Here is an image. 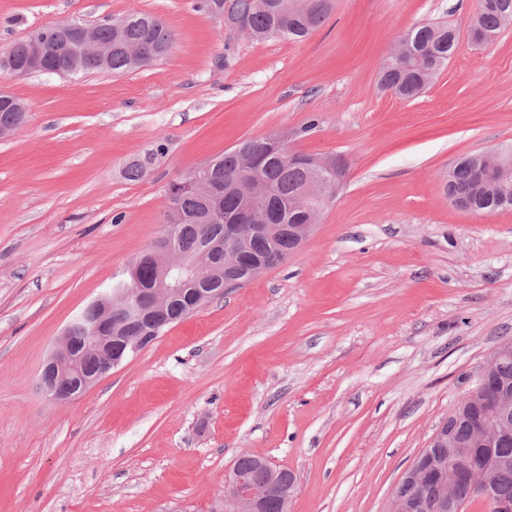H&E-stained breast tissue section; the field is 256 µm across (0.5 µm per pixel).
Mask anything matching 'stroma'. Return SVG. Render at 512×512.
Listing matches in <instances>:
<instances>
[{"label": "stroma", "mask_w": 512, "mask_h": 512, "mask_svg": "<svg viewBox=\"0 0 512 512\" xmlns=\"http://www.w3.org/2000/svg\"><path fill=\"white\" fill-rule=\"evenodd\" d=\"M196 3L0 0V56L45 25L133 12L177 33L126 74H0L29 107L0 139V512H210L244 453L296 474L289 512H388L512 340V210L471 214L444 191L455 160L512 145V27L478 45V0H335L306 39L256 41ZM432 21L458 32L447 68L414 100L382 89L394 40ZM272 132L347 163L313 235L50 400L42 363L163 235L169 184ZM512 341L507 340L500 343L491 354L488 362L480 369L477 375V383L481 385L489 372H491L497 363L504 359H510L502 362L498 366L497 376L499 379L510 382L512 384Z\"/></svg>", "instance_id": "obj_1"}]
</instances>
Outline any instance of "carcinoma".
Segmentation results:
<instances>
[{"label": "carcinoma", "instance_id": "1", "mask_svg": "<svg viewBox=\"0 0 512 512\" xmlns=\"http://www.w3.org/2000/svg\"><path fill=\"white\" fill-rule=\"evenodd\" d=\"M478 12L470 27L473 41L482 43L512 21V0H478ZM333 0H198L197 8L210 15L212 8L231 13L247 23L254 38L267 40H299L320 27L329 17ZM118 28L104 22L95 32L103 41H112V64L103 67L96 59H84L80 73H127L150 66L172 48L176 34L165 20L150 13H133L120 18ZM42 41L49 63L60 56L54 37V26L46 25L30 32L10 47L7 57L18 67L25 63L32 38ZM458 43L455 27L446 23L427 22L405 32L398 46L383 62L379 83L403 99L414 98L425 91L434 78L447 67ZM141 48L142 59L135 64L126 54L128 46ZM200 180L210 184L212 195L205 197L188 187L192 175L171 183L168 205L178 206L181 219L171 232V245L188 255L200 266L218 271L215 279H224V253L212 245L224 240L225 219H234L252 209L261 224H305L308 210L299 203L305 186L319 181L318 172L299 163L288 162V144L275 149L257 137L242 141L234 148L214 156L197 168ZM454 186L472 203L470 212L493 215L512 209V166L506 157L485 159L475 155L453 165ZM293 253L286 235L261 236L253 239L250 259L288 260ZM96 312L82 311L70 326L76 340L85 336ZM483 457L512 459V438L494 448H480ZM495 495L512 502V468L490 471ZM461 512L478 503L484 512H494L491 502L481 497L471 484L458 490Z\"/></svg>", "mask_w": 512, "mask_h": 512}]
</instances>
